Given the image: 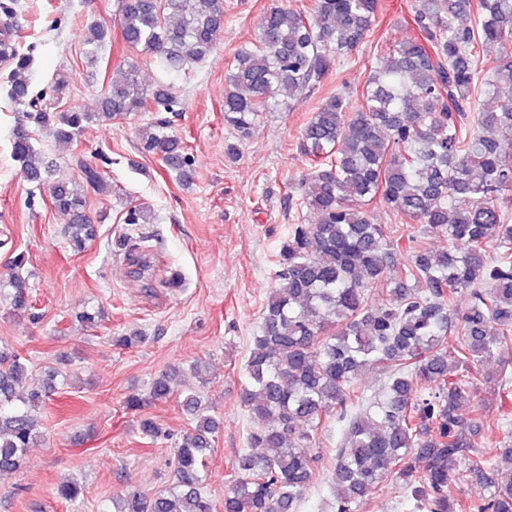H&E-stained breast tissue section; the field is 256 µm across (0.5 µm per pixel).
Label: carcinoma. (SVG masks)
Here are the masks:
<instances>
[{
	"instance_id": "obj_1",
	"label": "carcinoma",
	"mask_w": 512,
	"mask_h": 512,
	"mask_svg": "<svg viewBox=\"0 0 512 512\" xmlns=\"http://www.w3.org/2000/svg\"><path fill=\"white\" fill-rule=\"evenodd\" d=\"M118 9L123 40L174 76L205 62L224 28V0H119ZM377 12L378 0L264 11L224 75V123L237 141L263 114L321 84L366 42ZM412 21L414 36L373 55L361 89L328 97L301 133L297 148L311 172L297 193L315 220L290 225L279 246L245 364L248 449L235 459L224 512H298L324 462L315 436L329 417L341 430L330 458L334 512H355L389 481L402 485L410 512H512V468L497 462L512 459V425L487 426L482 404L460 414L484 382L499 397L512 393V83L500 80L512 77V0H417ZM108 35L103 24L87 28L89 56ZM491 49L496 66L483 74L481 54ZM0 57L13 65L8 95L22 107L11 157L37 184L28 126L50 127L71 144L91 123L178 107L171 84L143 87L132 62L113 71L97 111L56 112L29 97L30 55L12 42ZM170 129L165 117L139 127L140 150L187 181L189 160ZM80 167L85 184L49 187L77 252L95 236L84 186L110 191L96 169ZM377 199L422 234L388 235L366 209ZM151 218L136 205L125 223ZM437 232L447 249L426 247ZM120 246L141 276L150 253L128 237ZM401 250L408 262L398 265ZM381 285L389 301L373 307L369 296ZM0 289L14 311L41 319L19 272ZM489 362L492 377L480 372ZM373 365L386 372L379 395L358 385ZM26 373L25 358L0 351V474L20 468L42 435L33 410L56 391L52 377L22 389ZM175 387L173 368L125 407L166 400ZM180 396L194 426L176 443L172 485L152 498L129 490L105 512H213L206 459L222 422L199 392Z\"/></svg>"
}]
</instances>
